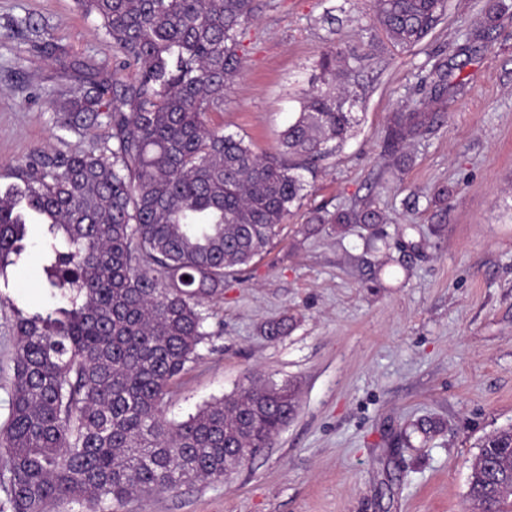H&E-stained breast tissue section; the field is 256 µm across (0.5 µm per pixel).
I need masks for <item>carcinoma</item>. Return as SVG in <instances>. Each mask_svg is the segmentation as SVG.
Here are the masks:
<instances>
[{"instance_id":"cac0c4a2","label":"carcinoma","mask_w":512,"mask_h":512,"mask_svg":"<svg viewBox=\"0 0 512 512\" xmlns=\"http://www.w3.org/2000/svg\"><path fill=\"white\" fill-rule=\"evenodd\" d=\"M101 21L120 83L98 70L49 103L62 131L107 127L110 155L36 147L16 181L0 188V278L24 254L28 225L43 234L45 286L57 306L17 313L9 412L0 423V512H57L75 505L119 512L138 495L221 480L243 462L231 448H267L295 412L287 383L251 384L187 418H166L171 389L199 358L224 276L263 254L305 189L297 169L352 135L356 56L323 55L298 96L280 151L257 154L210 124L242 69L239 37L256 0H76ZM446 0H377L394 44L420 42ZM31 49H48L45 26L16 21ZM428 100L394 112L386 151L429 131L448 91V62L434 65ZM317 224H360L376 239L383 214L366 199ZM288 315L264 334L288 333ZM467 496L480 512L512 502V429L486 438Z\"/></svg>"}]
</instances>
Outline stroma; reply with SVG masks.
<instances>
[{"label":"stroma","instance_id":"stroma-1","mask_svg":"<svg viewBox=\"0 0 512 512\" xmlns=\"http://www.w3.org/2000/svg\"><path fill=\"white\" fill-rule=\"evenodd\" d=\"M448 0L421 42L393 45L374 0H256L241 38L240 75L212 125L259 154L276 152L322 56L357 57L362 98L353 136L302 170L307 184L266 251L224 278L208 321L212 337L167 399L181 420L205 401L261 379L291 384L292 419L272 445L229 479L134 499L120 512H472L466 495L481 443L512 427V0ZM47 25L48 52L30 50L15 25ZM486 25L487 45L458 57L441 120L403 148L395 170L383 147L392 112L417 106L449 46ZM121 81L112 43L74 0H0V186L37 146L105 152V128L64 133L50 101L63 98L81 63ZM447 199H439L440 190ZM375 199L395 247L369 248L358 225L306 230L315 210ZM0 291V421L8 414L17 312L44 310L41 240ZM293 318L288 334L265 324Z\"/></svg>","mask_w":512,"mask_h":512}]
</instances>
